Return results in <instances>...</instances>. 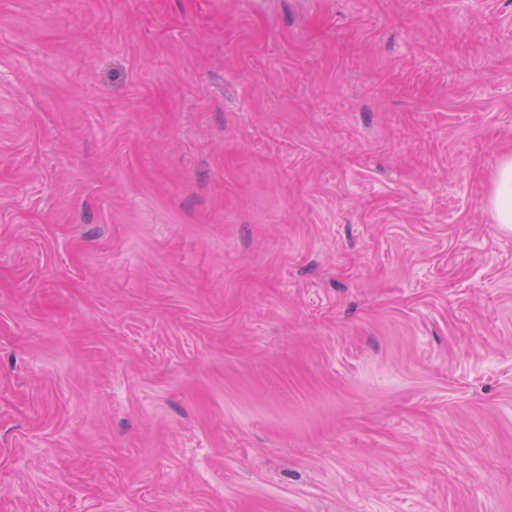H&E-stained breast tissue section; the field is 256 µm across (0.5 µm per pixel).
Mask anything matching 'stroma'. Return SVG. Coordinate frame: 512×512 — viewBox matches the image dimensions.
I'll return each mask as SVG.
<instances>
[{
    "label": "stroma",
    "instance_id": "stroma-1",
    "mask_svg": "<svg viewBox=\"0 0 512 512\" xmlns=\"http://www.w3.org/2000/svg\"><path fill=\"white\" fill-rule=\"evenodd\" d=\"M512 0H0V512H512ZM490 212L495 224L512 230V157L504 158L492 175Z\"/></svg>",
    "mask_w": 512,
    "mask_h": 512
}]
</instances>
